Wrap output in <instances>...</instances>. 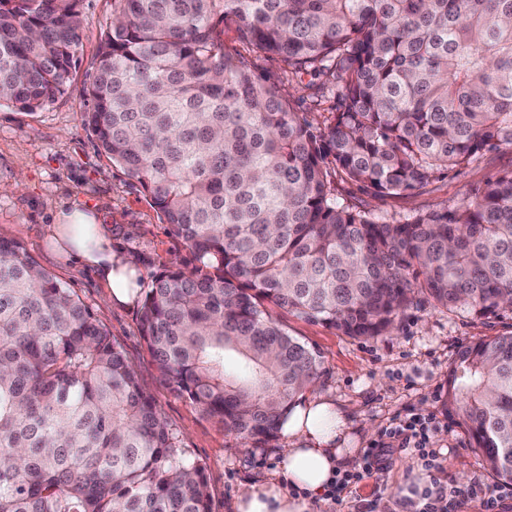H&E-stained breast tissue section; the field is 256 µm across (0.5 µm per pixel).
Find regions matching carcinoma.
Here are the masks:
<instances>
[{
  "mask_svg": "<svg viewBox=\"0 0 512 512\" xmlns=\"http://www.w3.org/2000/svg\"><path fill=\"white\" fill-rule=\"evenodd\" d=\"M80 2L0 0V105L33 112L66 92ZM228 23L296 82L332 79L325 126L225 51ZM83 97L84 126L195 260L153 276L143 340L164 384L229 433L277 439L321 376L270 304L355 338L421 302L512 310V170L454 208L391 220L332 179L420 193L511 148L512 0H112ZM444 405L512 483V335L461 348ZM0 512H212L205 466L121 345L3 239Z\"/></svg>",
  "mask_w": 512,
  "mask_h": 512,
  "instance_id": "obj_1",
  "label": "carcinoma"
}]
</instances>
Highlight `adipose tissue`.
<instances>
[{
	"mask_svg": "<svg viewBox=\"0 0 512 512\" xmlns=\"http://www.w3.org/2000/svg\"><path fill=\"white\" fill-rule=\"evenodd\" d=\"M49 250L63 262L78 260L99 274L115 305H131L140 292L134 262L112 249L98 213L73 206L60 211L47 237ZM343 410L324 398L296 406L285 425L288 437L279 450L280 472L300 491L285 492L278 481L242 486L235 496L234 512H311L341 469L351 461Z\"/></svg>",
	"mask_w": 512,
	"mask_h": 512,
	"instance_id": "adipose-tissue-1",
	"label": "adipose tissue"
}]
</instances>
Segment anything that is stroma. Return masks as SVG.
I'll return each mask as SVG.
<instances>
[{
    "instance_id": "stroma-1",
    "label": "stroma",
    "mask_w": 512,
    "mask_h": 512,
    "mask_svg": "<svg viewBox=\"0 0 512 512\" xmlns=\"http://www.w3.org/2000/svg\"><path fill=\"white\" fill-rule=\"evenodd\" d=\"M80 11L79 63L66 93L31 114L0 106V237L18 242L74 291L123 346L141 388L154 397L167 424L178 432L181 447L205 465L213 512H232L242 485L263 484L276 471L280 441L257 443L228 433L195 404L172 393L141 336V303H107L96 272L57 260L46 245L55 213L82 201L103 214L120 215V222L109 227L112 245L137 261L142 290H149L153 274L170 260L194 264L190 249L169 234L138 180L112 164L83 125L82 91L94 74L100 40L112 17V0H81ZM510 170L512 148L504 147L444 172L420 194L377 198L349 182L340 183L339 189L346 199L365 203L380 217L399 218L439 205L457 206L471 189ZM274 314L291 335L319 352L323 374L310 394L332 399L345 412L356 448L352 468L362 465L365 452L392 420L431 414L438 421L433 440L443 454L444 479L460 488L477 478L493 483L468 432L448 415L444 394L461 347L512 332V311L481 318L463 309L422 303L407 309L391 333L369 339L341 335L283 309ZM419 465L414 453H395L381 478L344 489L340 503H328L322 512L338 507L343 512H367L374 500L381 512H396L404 501L406 482Z\"/></svg>"
}]
</instances>
